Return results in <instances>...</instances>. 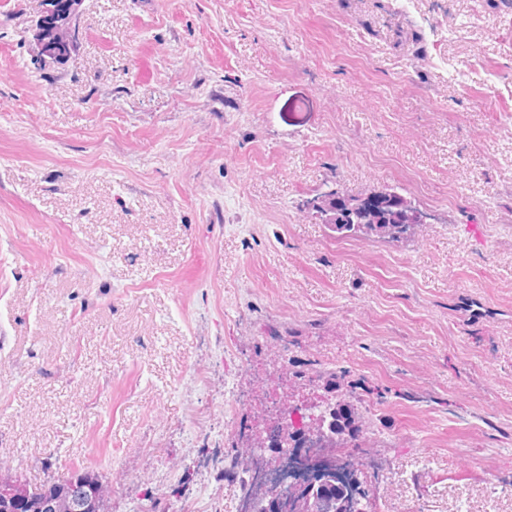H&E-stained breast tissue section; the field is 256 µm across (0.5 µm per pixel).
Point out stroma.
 <instances>
[{
    "mask_svg": "<svg viewBox=\"0 0 512 512\" xmlns=\"http://www.w3.org/2000/svg\"><path fill=\"white\" fill-rule=\"evenodd\" d=\"M0 0V476L235 512L224 457L346 369L381 512H512V10ZM393 186L412 238L306 203ZM42 0V9L35 24L31 27L32 38L37 47V56L39 61L51 63L61 57L68 56L71 53L73 37L77 22L82 13L84 0ZM67 1H70L67 3ZM65 4L63 15L71 22L69 24L61 23L58 17L55 26L48 30L46 20L49 17L58 14L61 4Z\"/></svg>",
    "mask_w": 512,
    "mask_h": 512,
    "instance_id": "stroma-1",
    "label": "stroma"
}]
</instances>
